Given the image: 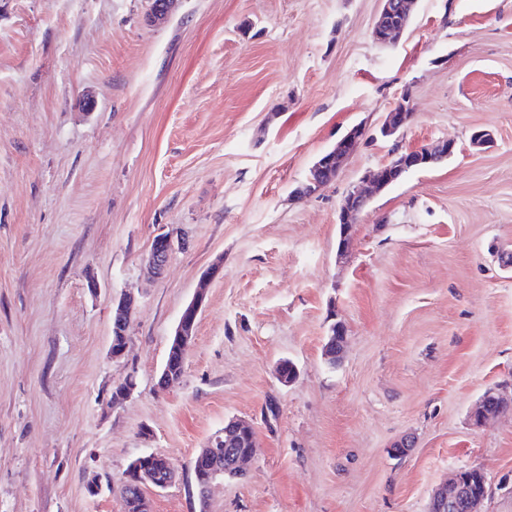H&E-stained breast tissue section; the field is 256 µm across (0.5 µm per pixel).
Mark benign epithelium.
<instances>
[{"mask_svg": "<svg viewBox=\"0 0 512 512\" xmlns=\"http://www.w3.org/2000/svg\"><path fill=\"white\" fill-rule=\"evenodd\" d=\"M412 6L404 0H382V8L375 21L372 35L379 43H387L397 39L405 32V27L396 22V16L411 14ZM414 105L411 98L400 100L387 114L379 128V135L384 139L397 136L406 128L414 117ZM368 133L365 126L353 127L336 143L332 151L317 159L311 171V177L297 189L303 197L315 195L324 184L338 177L342 161L354 153ZM455 151L452 140L436 141L423 149L404 150L400 147L391 149L389 159L370 175L368 181L353 185L346 193L338 213L340 224L339 251L348 250L351 242L353 225L357 216L367 206L375 191L383 190L397 182L404 173L412 169L431 167ZM174 244L165 235H157L145 258L148 272L160 277L169 263ZM205 291L200 289L184 308L173 333L169 345L181 359L186 355L193 341L197 320L205 302ZM134 300L123 296L112 304V328L119 335L126 336L128 322L134 313ZM512 408V397L504 398L495 391L486 392L475 409L471 420L479 426L489 418ZM254 440L252 428L239 419H231L224 424V432L211 439L209 448L200 452L192 461L193 473L202 480L199 492L208 493L211 484L224 473L241 475L244 466L254 459L256 445H250L244 452H237L233 447L244 441ZM176 476L171 463L162 455L153 453L147 457H139L132 461L124 474L122 485L132 482L149 480L157 489H166ZM487 495L484 471L479 467H471L468 471H458L448 485L438 490L432 502L430 512H480L479 507Z\"/></svg>", "mask_w": 512, "mask_h": 512, "instance_id": "7a95c632", "label": "benign epithelium"}]
</instances>
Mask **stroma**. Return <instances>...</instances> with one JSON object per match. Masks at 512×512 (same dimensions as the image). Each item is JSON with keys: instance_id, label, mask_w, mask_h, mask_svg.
<instances>
[{"instance_id": "1", "label": "stroma", "mask_w": 512, "mask_h": 512, "mask_svg": "<svg viewBox=\"0 0 512 512\" xmlns=\"http://www.w3.org/2000/svg\"><path fill=\"white\" fill-rule=\"evenodd\" d=\"M149 7L0 0V512H122L113 488L150 452L178 469L147 488L152 512H429L474 466L480 512H512V410L471 421L486 390L512 393V0H417L387 46L380 0H177L158 26ZM405 93L402 148L455 152L374 196L338 257L341 202L393 143L294 191ZM162 233L175 250L150 281ZM206 274L183 378L160 387ZM231 418L257 456L203 510L191 462ZM368 133L366 126L353 127L336 143L329 154L317 159L311 171V177L306 183L297 189V193L303 197L315 195L324 184L337 178L340 173L342 161L354 153ZM330 179V181H329ZM135 305L134 300L130 297L122 296L117 302L112 303V329H115L120 336L124 337L121 345L117 342H110V354L112 358L121 357L126 349V332L128 329V324H130L131 317L134 313ZM128 323V324H126Z\"/></svg>"}]
</instances>
